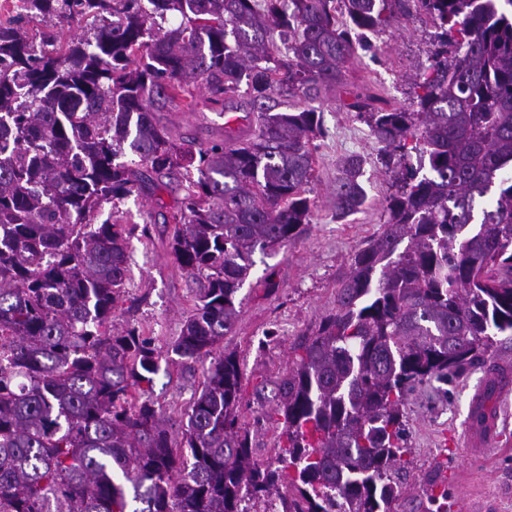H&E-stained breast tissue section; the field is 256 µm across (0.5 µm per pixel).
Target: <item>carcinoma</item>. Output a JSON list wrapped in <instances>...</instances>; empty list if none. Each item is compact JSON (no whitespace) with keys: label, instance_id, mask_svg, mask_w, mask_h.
<instances>
[{"label":"carcinoma","instance_id":"cac0c4a2","mask_svg":"<svg viewBox=\"0 0 512 512\" xmlns=\"http://www.w3.org/2000/svg\"><path fill=\"white\" fill-rule=\"evenodd\" d=\"M149 2L180 24L156 27L140 0H18L0 22V512H243V492L281 487L283 512H393L408 395L512 335V0ZM413 9L435 28L413 111L365 90L345 103L384 144V230L299 345L279 384L287 446L260 463L220 344L255 254L311 223L324 134L315 109L266 101L344 85L357 48ZM105 16L93 37L52 31L35 54L30 22ZM243 80L258 111L245 140L177 143L155 119L201 85L230 101ZM362 165L343 161L340 215L365 202ZM165 178L184 184L172 253L205 285L164 355L135 326L112 331L132 230L94 220ZM171 353L205 374L180 441L143 398Z\"/></svg>","mask_w":512,"mask_h":512}]
</instances>
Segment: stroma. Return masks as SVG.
<instances>
[{
	"mask_svg": "<svg viewBox=\"0 0 512 512\" xmlns=\"http://www.w3.org/2000/svg\"><path fill=\"white\" fill-rule=\"evenodd\" d=\"M431 31L425 15L411 13L372 35V50L355 53L346 65L345 88L327 87L310 99L272 95L275 112L315 108L324 135L316 141V176L308 187L313 203L308 230L272 256L255 255L237 295V322L224 338V349L235 352L241 364L240 422L250 433L257 460L275 459L285 444L273 400L276 382L299 356L304 334L317 330L335 310L338 283L354 255L382 230L389 188L383 146L366 123L345 109L347 92L366 88L384 107L409 108L411 79L429 64ZM228 112L246 114L242 98L219 107L200 88L193 108L172 104L156 118L174 138L208 145L223 141ZM351 154L364 159L360 182L367 200L360 211L340 219L334 207L336 179L341 161ZM181 195L177 184H152L116 205H105L100 213L136 229L129 241L126 297L114 313L112 329L138 327L161 348L180 336L202 286L201 278L184 270L171 252L176 226L170 217ZM496 359L512 362V337H498L451 381H431L409 395V452L398 479L396 512H430V483L447 470L461 473L457 497L462 512H512V393L493 398L501 419L492 450L474 459L461 450L470 399L486 365ZM203 382L200 364L176 359L156 376L150 398L166 419L176 422L184 418Z\"/></svg>",
	"mask_w": 512,
	"mask_h": 512,
	"instance_id": "1",
	"label": "stroma"
}]
</instances>
